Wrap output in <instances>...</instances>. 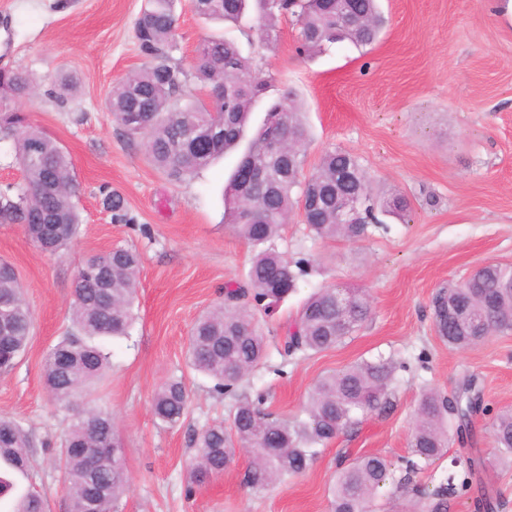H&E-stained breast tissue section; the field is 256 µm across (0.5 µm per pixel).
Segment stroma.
Listing matches in <instances>:
<instances>
[{
    "mask_svg": "<svg viewBox=\"0 0 512 512\" xmlns=\"http://www.w3.org/2000/svg\"><path fill=\"white\" fill-rule=\"evenodd\" d=\"M508 0H380L386 18L379 40L359 50L337 43L306 57L298 54L292 17L267 43L257 18L223 30L180 0L172 58L192 72L197 49L226 32L244 55L288 87L303 103L310 129L305 172L321 155H354L373 186L410 204L408 221L387 219L358 241L315 240L291 216L275 241L286 256L306 255L313 269L279 307L257 313L269 357L249 382L270 394L269 409L299 415L322 374L363 360L402 363L392 380L393 405L341 432L311 468L257 494L242 482L248 457L235 456L222 475L185 494L196 450L192 435L225 417L231 398L213 392L210 378L190 370L185 355L191 327L224 297L227 283H245L251 249L224 222V187L236 162L227 155L194 177L174 183L147 159L140 141L113 123L107 100L116 82L143 69L134 26L145 0H0V68H20L38 84L27 104L30 121L67 152L79 185L81 224L72 243L50 255L21 225L0 224V258L10 262L33 314L25 354L0 374V416L19 420L35 441L33 466L16 476L19 489L40 493L45 512H69L58 445L76 407L53 401L43 382V360L69 324L72 282L94 253L124 246L141 259L129 336L105 340L111 368L86 397L112 414L123 443L128 485L118 512H331L330 489L341 463L381 455L400 464L409 455L415 409L426 391L450 396L477 378L484 412L474 416L476 442L449 439L445 456L415 477L432 491L451 461L471 452L487 465L483 483L499 495L497 512H512V470L491 464L490 424L512 409V332L467 348L439 338L430 301L441 287L479 266L512 264V17ZM76 76L72 97L53 91L62 73ZM117 189L136 216L116 224L100 204L103 187ZM324 287L364 291L372 315L352 336L325 352L284 360L279 353L288 324L306 298ZM183 378L185 417L166 426L152 414L156 387ZM417 490V492H418ZM417 492L389 486L373 512H416Z\"/></svg>",
    "mask_w": 512,
    "mask_h": 512,
    "instance_id": "obj_1",
    "label": "stroma"
}]
</instances>
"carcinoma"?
Masks as SVG:
<instances>
[{
	"instance_id": "1",
	"label": "carcinoma",
	"mask_w": 512,
	"mask_h": 512,
	"mask_svg": "<svg viewBox=\"0 0 512 512\" xmlns=\"http://www.w3.org/2000/svg\"><path fill=\"white\" fill-rule=\"evenodd\" d=\"M176 0H146L135 25L140 53L150 61L146 68L122 78L109 100L112 121L130 136L144 140L149 160L171 180L181 181L207 168L217 158L245 149L239 162L257 173L255 183L242 188L231 174L224 189V223L254 251L247 282L225 288L224 301L199 317L191 328L187 355L191 366L214 381L213 390L233 399L229 424L214 421L195 436L197 455L191 481L201 483L220 475L242 447L251 455L243 483L254 492L304 474L320 447L337 433L350 431L369 413L391 406L390 386L404 364L378 358L362 360L346 369L317 379L303 409L304 417L281 419L267 411L268 393L240 391L245 378L266 359L263 334L254 311L270 310L297 288L308 274L310 259L285 258L274 246L288 215L300 208L303 191L313 189L317 204L309 209L307 226L322 240L363 238L368 227L382 223L380 216L407 217L403 196L379 194L358 160L348 152L331 149L316 170L303 175L309 130L303 107L283 89L266 108L287 111L285 122L270 130L263 121L252 126V114L272 87L273 78L256 69L236 41L215 37L198 50L194 78L202 87L218 92L229 106L216 118L205 102L185 94L187 74L171 63L177 27ZM195 12L212 22L238 25L250 12L259 15L261 37L275 41L282 17L298 25V51L308 55L328 44L349 41L355 47L372 45L379 38L384 18L377 0H360L361 19L336 15V0H192ZM34 83L22 70L0 71V140L14 139L22 181L0 188V224H21L44 252L57 253L77 234L80 217L74 202L77 185L70 156L50 136L29 122L12 100H32ZM348 177L340 185L339 175ZM365 201L363 223L338 220L348 191ZM103 207L112 223L132 224L136 218L117 190H101ZM43 224H58V233L43 237ZM139 257L121 246L86 257L73 281L71 327L48 352L43 381L60 402L82 397L100 382L110 355L96 340L127 336L135 320ZM438 335L455 349H466L496 332L512 330V265L490 263L475 281H461L438 289L432 296ZM370 315L366 298H359L346 314L336 306V289L320 288L298 312L287 330L283 351L312 355L340 344L356 332ZM32 313L13 266L0 261V373L14 368L31 336ZM186 388L179 378L161 384L154 392L152 410L162 424L180 422L186 410ZM482 408V396L473 380H466L448 398L425 395L416 411L410 440V457L404 460L400 487L440 459L448 432L458 441L470 437V417ZM492 436L497 460L512 467V411L493 418ZM33 442L18 421L0 417V467L25 472L32 464ZM64 481L69 512H115L128 476L112 415L90 406L70 424L61 442ZM482 461L467 455L452 460V469L438 489L427 494V512H447L448 503L473 491L484 509L493 508L481 479ZM391 463L382 456L364 455L340 468L332 489V512H372L378 490L389 480ZM7 512H44L35 492L18 495Z\"/></svg>"
}]
</instances>
